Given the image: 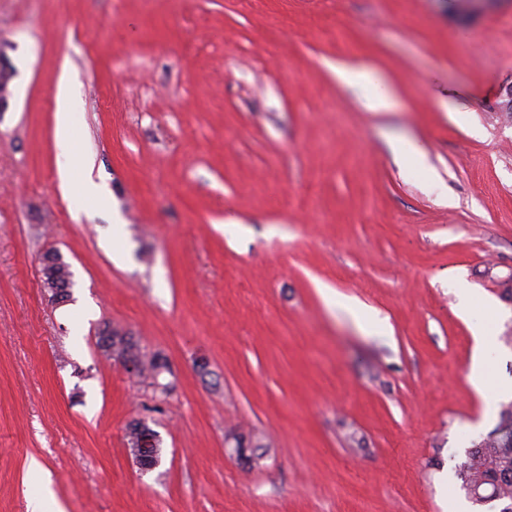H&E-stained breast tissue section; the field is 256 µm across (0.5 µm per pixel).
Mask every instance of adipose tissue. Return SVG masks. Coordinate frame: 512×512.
Instances as JSON below:
<instances>
[{
  "label": "adipose tissue",
  "mask_w": 512,
  "mask_h": 512,
  "mask_svg": "<svg viewBox=\"0 0 512 512\" xmlns=\"http://www.w3.org/2000/svg\"><path fill=\"white\" fill-rule=\"evenodd\" d=\"M336 75L344 85L369 89L370 94L366 99V106L370 111L395 112L399 110V98L374 70L366 67L340 66L336 69ZM79 105L80 92L76 84L68 77H59L54 96L59 187L63 195L96 201L103 198V189L93 180L88 160L76 154L71 143L70 134L79 111ZM448 286L452 288L456 298V312L461 317L473 316L477 319L476 354L470 367L468 379L475 388H485L487 379L484 365L495 344V338L488 323L495 318L496 310L489 304L482 309H475L472 303L473 291L461 277L449 275Z\"/></svg>",
  "instance_id": "obj_1"
}]
</instances>
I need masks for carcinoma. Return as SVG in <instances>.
Masks as SVG:
<instances>
[{
	"label": "carcinoma",
	"instance_id": "obj_1",
	"mask_svg": "<svg viewBox=\"0 0 512 512\" xmlns=\"http://www.w3.org/2000/svg\"><path fill=\"white\" fill-rule=\"evenodd\" d=\"M56 288L61 291L62 298L69 297L73 286L72 273L69 267H56ZM112 354L139 366V376H149L161 392H168V385L158 382L164 372L166 363L154 354L147 356L134 342L133 338H125L110 334L108 336ZM499 425L509 428L507 435H489L472 446L466 453L465 460L458 466L460 488L465 491L466 498L472 505L482 508L493 502H512V403L503 406L500 411ZM239 441L249 448L248 460L251 463L262 458L260 450L269 447L266 440L257 435H237Z\"/></svg>",
	"mask_w": 512,
	"mask_h": 512
}]
</instances>
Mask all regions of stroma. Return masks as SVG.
Here are the masks:
<instances>
[{"mask_svg":"<svg viewBox=\"0 0 512 512\" xmlns=\"http://www.w3.org/2000/svg\"><path fill=\"white\" fill-rule=\"evenodd\" d=\"M0 0V512L30 458L67 512H445L499 422L449 274L492 304L512 380V0ZM364 65L399 111L365 108ZM105 208L58 186L54 92ZM427 169L402 168L406 142ZM437 178L434 191L429 178ZM58 250L69 302L40 286ZM386 318L369 330L344 298ZM161 355L167 396L98 348ZM161 441L140 471L126 427ZM266 435L258 464L232 433ZM357 434L360 447L347 437ZM336 75L346 86L371 90L366 98V107L370 111L396 112L400 109L399 98L374 70L367 67L336 66Z\"/></svg>","mask_w":512,"mask_h":512,"instance_id":"obj_1","label":"stroma"}]
</instances>
